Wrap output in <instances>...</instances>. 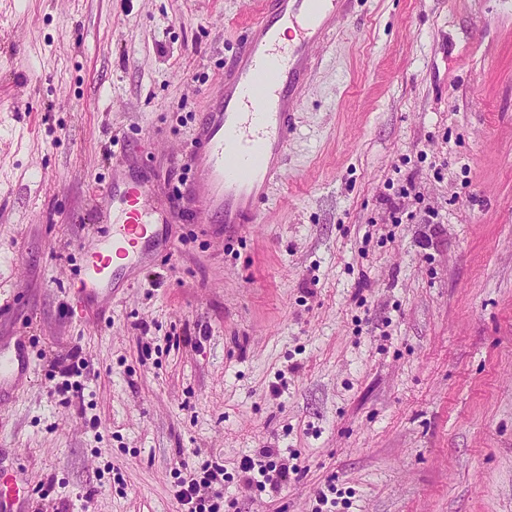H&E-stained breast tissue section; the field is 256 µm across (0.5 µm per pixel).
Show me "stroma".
Segmentation results:
<instances>
[{
	"label": "stroma",
	"mask_w": 512,
	"mask_h": 512,
	"mask_svg": "<svg viewBox=\"0 0 512 512\" xmlns=\"http://www.w3.org/2000/svg\"><path fill=\"white\" fill-rule=\"evenodd\" d=\"M258 0H0V474L30 512H512V0H359L241 234L161 225L74 295L115 168L194 207L191 141ZM92 368L64 393L73 349ZM280 449L278 493L237 477ZM24 336H16L13 347L10 341L0 338V393L18 375L27 371L28 365L22 352ZM224 466L211 463L203 468V476L177 473L174 497L182 512H220L224 504Z\"/></svg>",
	"instance_id": "obj_1"
}]
</instances>
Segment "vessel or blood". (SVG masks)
<instances>
[{
  "label": "vessel or blood",
  "instance_id": "vessel-or-blood-1",
  "mask_svg": "<svg viewBox=\"0 0 512 512\" xmlns=\"http://www.w3.org/2000/svg\"><path fill=\"white\" fill-rule=\"evenodd\" d=\"M354 0H262L230 65L223 88L203 113L193 140L195 221L227 232L255 223L279 177L295 112L317 46L348 15ZM106 231L79 271L80 292L123 286L130 261L160 245L158 227L180 211L144 182L113 176L104 193ZM23 337L0 339V389L27 371ZM30 497L0 479V512H29Z\"/></svg>",
  "mask_w": 512,
  "mask_h": 512
}]
</instances>
